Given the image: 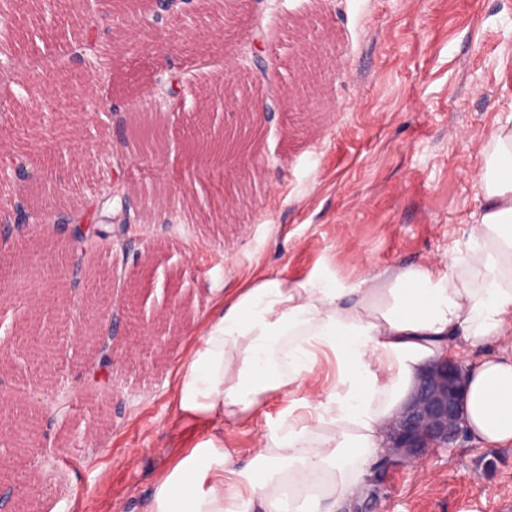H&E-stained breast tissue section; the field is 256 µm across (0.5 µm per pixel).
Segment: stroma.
Listing matches in <instances>:
<instances>
[{
	"mask_svg": "<svg viewBox=\"0 0 512 512\" xmlns=\"http://www.w3.org/2000/svg\"><path fill=\"white\" fill-rule=\"evenodd\" d=\"M119 12L121 35L105 42L108 79L91 83L72 47L86 40L84 8L71 0H16L27 35L0 54V149L45 167L37 185L0 179V211L29 198L34 212L68 213L91 225L122 224L112 239H90L89 275L74 283L65 233L33 219L21 238H0V346L64 331L68 315L111 313L124 333V298L138 288L141 320L181 305L166 347L142 348L118 371L94 373L89 346L69 342L47 366L29 355L0 363L11 411L42 420L35 442L11 458L5 512H143L157 473L199 436L178 420L171 372L186 332L225 288L267 273L291 282L325 268L346 282L396 264L445 267L465 248L475 210L473 171L499 117L512 109V0H236V26L204 6L197 20L171 24V64L144 48L151 0H98ZM318 48L300 108L302 51ZM273 56L265 73L253 56ZM61 58L52 71L43 62ZM264 106L251 156L210 171L190 142L204 127L235 124L231 98ZM152 124L160 144L144 159L130 136ZM241 178L244 204L224 207L210 176ZM173 196L171 208L152 205ZM55 259L40 277L20 272L27 254ZM54 277L41 314L28 303ZM266 416L225 428L224 443L251 459ZM38 472L37 494L27 476ZM512 499V447L461 437L416 466L375 465L354 512H498Z\"/></svg>",
	"mask_w": 512,
	"mask_h": 512,
	"instance_id": "1",
	"label": "stroma"
}]
</instances>
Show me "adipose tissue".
I'll return each instance as SVG.
<instances>
[{
	"mask_svg": "<svg viewBox=\"0 0 512 512\" xmlns=\"http://www.w3.org/2000/svg\"><path fill=\"white\" fill-rule=\"evenodd\" d=\"M480 199L447 267L399 265L346 283L265 275L225 289L187 335L173 372L178 419L204 436L156 477L146 512H342L384 451L393 415L455 340L475 352L463 421L512 447V115L481 151ZM310 394L293 399L302 384ZM288 407L241 462L224 429Z\"/></svg>",
	"mask_w": 512,
	"mask_h": 512,
	"instance_id": "obj_1",
	"label": "adipose tissue"
}]
</instances>
